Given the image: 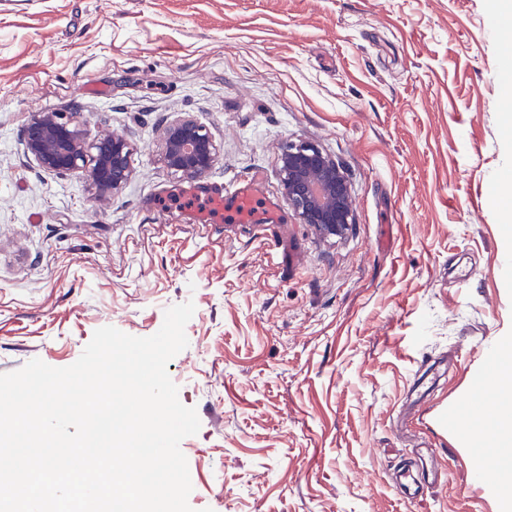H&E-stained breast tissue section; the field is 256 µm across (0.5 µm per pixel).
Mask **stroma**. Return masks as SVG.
<instances>
[{
  "label": "stroma",
  "mask_w": 512,
  "mask_h": 512,
  "mask_svg": "<svg viewBox=\"0 0 512 512\" xmlns=\"http://www.w3.org/2000/svg\"><path fill=\"white\" fill-rule=\"evenodd\" d=\"M502 0H0V374L73 364L94 331L155 334L193 301L168 364L200 429L194 512H506L478 488L470 411L512 347V25ZM76 112L127 133L111 199L44 171L20 133ZM206 126L191 181L165 121ZM311 142L353 199L342 235L303 223L280 157ZM251 192L274 224H189L190 189ZM426 450L442 479L396 478ZM216 156V147L208 131L193 119H177L164 127L163 161L182 177L201 178L212 168Z\"/></svg>",
  "instance_id": "obj_1"
}]
</instances>
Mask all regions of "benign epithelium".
<instances>
[{
	"mask_svg": "<svg viewBox=\"0 0 512 512\" xmlns=\"http://www.w3.org/2000/svg\"><path fill=\"white\" fill-rule=\"evenodd\" d=\"M21 137L26 152L42 168L78 172L102 198L121 189L131 174L129 137L116 133L90 140L80 129L75 112H35ZM216 156L208 131L193 119H177L164 127L163 161L182 177L204 176ZM280 162L284 195L303 222L329 235L343 232L350 224L351 197L336 162L308 142L290 146Z\"/></svg>",
	"mask_w": 512,
	"mask_h": 512,
	"instance_id": "7a95c632",
	"label": "benign epithelium"
}]
</instances>
